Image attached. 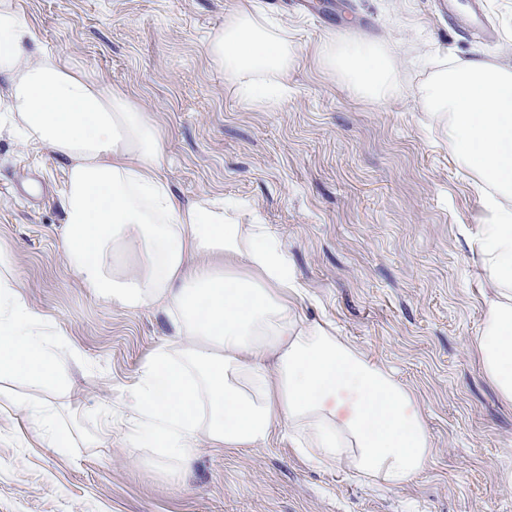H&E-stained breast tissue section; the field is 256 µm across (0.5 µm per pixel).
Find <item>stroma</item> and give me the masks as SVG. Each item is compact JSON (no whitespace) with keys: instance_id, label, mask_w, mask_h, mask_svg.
Wrapping results in <instances>:
<instances>
[{"instance_id":"obj_1","label":"stroma","mask_w":512,"mask_h":512,"mask_svg":"<svg viewBox=\"0 0 512 512\" xmlns=\"http://www.w3.org/2000/svg\"><path fill=\"white\" fill-rule=\"evenodd\" d=\"M288 29L298 62L288 93L248 106L224 87L206 44L239 0H10L45 48L127 95L164 145L180 199L220 196L279 235L307 321L389 371L412 395L434 451L401 488L296 452L287 423L258 448L201 444L172 470L125 443L109 414L168 332L152 308L126 310L82 288L65 265V174L47 151L0 133V245L27 300L64 332L66 387H0L45 403L71 433L52 451L24 414L0 409V512H512V404L471 346L492 284L470 235L481 196L412 92L427 54L512 63V0H487L497 43L472 31L467 0H255ZM344 33L398 44L408 94L354 96L316 48Z\"/></svg>"}]
</instances>
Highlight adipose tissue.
Here are the masks:
<instances>
[{
    "instance_id": "ef3b65f1",
    "label": "adipose tissue",
    "mask_w": 512,
    "mask_h": 512,
    "mask_svg": "<svg viewBox=\"0 0 512 512\" xmlns=\"http://www.w3.org/2000/svg\"><path fill=\"white\" fill-rule=\"evenodd\" d=\"M228 91L254 105L260 82L281 83L295 64L282 25L240 5L207 45ZM396 44L330 37L317 54L358 97L407 91ZM483 202L475 234L494 285L471 345L499 396L512 403V67L480 56L436 62L412 91ZM47 149L61 164L66 266L98 299L159 308L171 328L128 387L130 443L188 467L200 441L255 448L287 421L297 450L366 479L401 487L427 465L432 444L411 395L290 303L298 285L270 225L242 223L208 196L183 201L161 174L162 141L144 112L59 54L0 0V128ZM249 268L241 276L221 266ZM0 248V379L36 387L62 381L59 339L28 303ZM47 447L70 435L54 412L14 398Z\"/></svg>"
}]
</instances>
